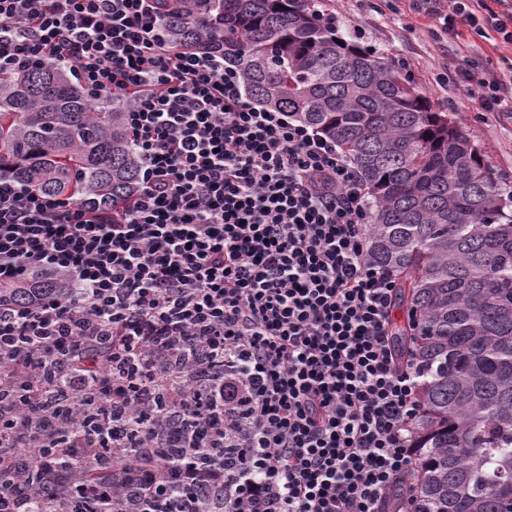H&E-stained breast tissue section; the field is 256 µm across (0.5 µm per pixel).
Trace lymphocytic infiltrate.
<instances>
[{"label": "lymphocytic infiltrate", "instance_id": "1", "mask_svg": "<svg viewBox=\"0 0 512 512\" xmlns=\"http://www.w3.org/2000/svg\"><path fill=\"white\" fill-rule=\"evenodd\" d=\"M165 0H0V75L64 66L126 102L140 160L105 210L0 178V512H385L421 406L336 143L177 49ZM446 36L512 0H412ZM512 107V71L474 77Z\"/></svg>", "mask_w": 512, "mask_h": 512}]
</instances>
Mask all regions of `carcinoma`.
I'll use <instances>...</instances> for the list:
<instances>
[{
	"label": "carcinoma",
	"instance_id": "carcinoma-1",
	"mask_svg": "<svg viewBox=\"0 0 512 512\" xmlns=\"http://www.w3.org/2000/svg\"><path fill=\"white\" fill-rule=\"evenodd\" d=\"M163 19L175 47L224 48L251 99L335 141L372 195L370 257L398 274V346L421 374L419 466L387 512H512V186L314 0H171ZM123 108L59 66L1 77L0 177L122 201L140 173Z\"/></svg>",
	"mask_w": 512,
	"mask_h": 512
}]
</instances>
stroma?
<instances>
[{
    "label": "stroma",
    "instance_id": "1",
    "mask_svg": "<svg viewBox=\"0 0 512 512\" xmlns=\"http://www.w3.org/2000/svg\"><path fill=\"white\" fill-rule=\"evenodd\" d=\"M346 37L371 47L400 69L428 97L434 110L460 119L473 143L503 182L512 185V114L480 112L456 84L448 59L430 23L412 11L409 0H322ZM493 35L463 31L455 51L476 59L477 72L503 71L507 63Z\"/></svg>",
    "mask_w": 512,
    "mask_h": 512
}]
</instances>
